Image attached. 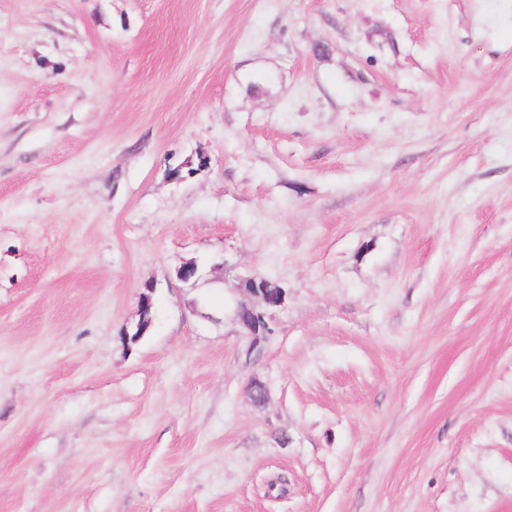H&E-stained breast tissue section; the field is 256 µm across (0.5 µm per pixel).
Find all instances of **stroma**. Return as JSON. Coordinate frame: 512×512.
<instances>
[{
	"instance_id": "35a3bbf8",
	"label": "stroma",
	"mask_w": 512,
	"mask_h": 512,
	"mask_svg": "<svg viewBox=\"0 0 512 512\" xmlns=\"http://www.w3.org/2000/svg\"><path fill=\"white\" fill-rule=\"evenodd\" d=\"M0 512H512V0H0ZM241 289L251 301L237 303L234 315L244 334L257 343L269 334L265 311L281 307L285 302L286 292L266 278L257 276L246 278Z\"/></svg>"
}]
</instances>
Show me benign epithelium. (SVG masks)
I'll return each mask as SVG.
<instances>
[{
    "mask_svg": "<svg viewBox=\"0 0 512 512\" xmlns=\"http://www.w3.org/2000/svg\"><path fill=\"white\" fill-rule=\"evenodd\" d=\"M242 290L250 297V301L237 303L234 315L244 334L257 343L269 334L265 311L281 307L285 302L286 292L280 286L257 276L245 279ZM153 291V285L146 284L140 295V332L149 324Z\"/></svg>",
    "mask_w": 512,
    "mask_h": 512,
    "instance_id": "1",
    "label": "benign epithelium"
}]
</instances>
